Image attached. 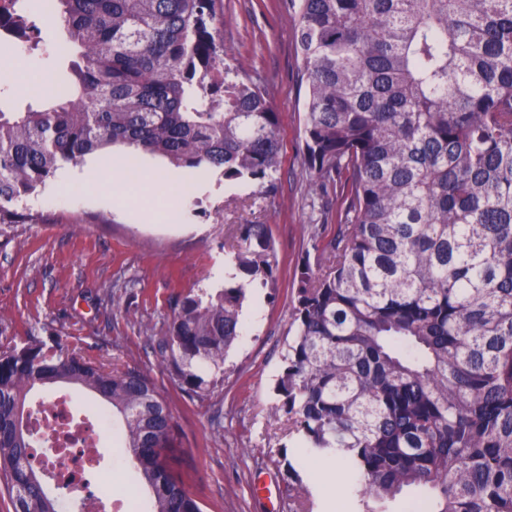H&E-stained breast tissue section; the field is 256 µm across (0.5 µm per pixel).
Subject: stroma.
Returning a JSON list of instances; mask_svg holds the SVG:
<instances>
[{
	"label": "stroma",
	"instance_id": "obj_1",
	"mask_svg": "<svg viewBox=\"0 0 512 512\" xmlns=\"http://www.w3.org/2000/svg\"><path fill=\"white\" fill-rule=\"evenodd\" d=\"M38 26L35 46L0 53V71L24 63L33 74L67 81L65 34L34 0H20ZM224 62L260 82L279 114L284 158L278 191L261 199L254 187L210 171L173 168L149 154L140 176H172L194 186L192 198L171 212L137 203L75 178V166L28 197L33 224L0 226V349L61 337L109 370L146 373L178 425L172 469L203 512H357L359 500L343 474L304 462L287 415L275 406V382L292 337L295 270L311 248L310 235L336 231V197L310 187L304 155L306 75L295 44L296 16L288 0H220ZM244 224L267 225L277 257L276 285L248 287L241 336L224 363V380L202 397L182 391L163 361L158 342L177 295L216 292L224 264L234 256ZM67 401L79 419L111 423L112 409L74 385L48 384L27 398L28 410ZM100 475L112 477V512H126L136 493L139 512L151 495L140 486L111 434L96 448ZM295 466L300 481L290 480Z\"/></svg>",
	"mask_w": 512,
	"mask_h": 512
}]
</instances>
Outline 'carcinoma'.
Wrapping results in <instances>:
<instances>
[{
	"mask_svg": "<svg viewBox=\"0 0 512 512\" xmlns=\"http://www.w3.org/2000/svg\"><path fill=\"white\" fill-rule=\"evenodd\" d=\"M218 0H56L77 60L46 107L0 111V224L85 156L144 152L275 194L279 118L224 68ZM307 76L311 186L336 187L326 262L298 268L280 408L303 451L363 483L362 512L410 490L420 512H512V0H289ZM246 280L171 307L158 347L206 395L240 336L246 286L275 281L265 224H244ZM68 383L123 418L152 512H203L171 473L177 425L150 377L108 371L57 336L0 351V481L12 512H60L23 415Z\"/></svg>",
	"mask_w": 512,
	"mask_h": 512,
	"instance_id": "1",
	"label": "carcinoma"
}]
</instances>
